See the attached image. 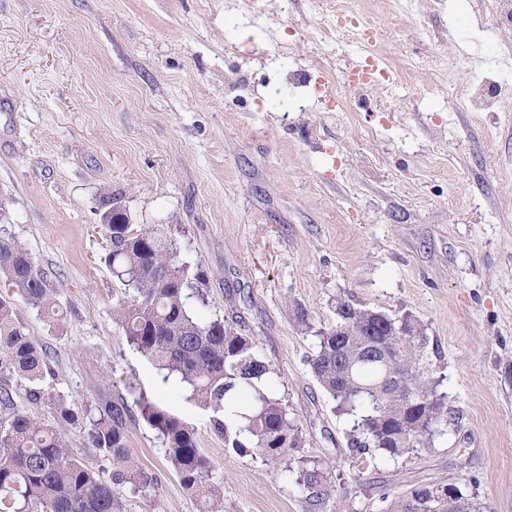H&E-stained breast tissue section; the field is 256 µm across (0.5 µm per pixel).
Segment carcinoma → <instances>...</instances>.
Returning a JSON list of instances; mask_svg holds the SVG:
<instances>
[{"instance_id": "carcinoma-1", "label": "carcinoma", "mask_w": 512, "mask_h": 512, "mask_svg": "<svg viewBox=\"0 0 512 512\" xmlns=\"http://www.w3.org/2000/svg\"><path fill=\"white\" fill-rule=\"evenodd\" d=\"M108 244L105 260L132 289L118 301L113 316L128 343L160 370L192 388L203 407L212 410V431L238 455L260 456L276 463L293 457L302 434L281 400L266 390L270 365L254 352L253 337L224 320L202 321L189 310V284L179 253L152 224H133L126 209L114 223L102 224ZM0 279L31 306L48 315L59 313L58 291L28 251L13 238L0 236ZM336 326L316 331L317 352L310 364L314 376L351 416L347 447L377 452L394 461L423 448L448 422L446 396L439 392L429 339L403 336L396 318L382 315L372 333L347 338L336 330L354 320L362 307L336 302ZM386 365L369 358L374 346ZM50 371L49 353L30 335L14 302L0 294V512H125L121 491L130 484L147 492L157 478L135 460L127 436L133 407L165 442L166 455L184 489L199 498L200 512H224L222 488L212 482V464L198 446L195 428L185 419L142 395L129 406L124 400L78 408L59 398L57 419L64 426L89 422L87 444L108 461L105 481L70 448L53 425L41 424L14 407L13 377L29 382L33 403L49 398L42 386ZM412 376L420 388L419 404L403 406L389 387ZM251 395L246 413L235 410L236 395ZM298 484L314 506L332 503V512H347L331 501L329 473L319 463L299 461ZM432 484H416L399 496L394 512H485L467 493L454 500L434 497Z\"/></svg>"}]
</instances>
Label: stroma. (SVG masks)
<instances>
[{
  "instance_id": "1",
  "label": "stroma",
  "mask_w": 512,
  "mask_h": 512,
  "mask_svg": "<svg viewBox=\"0 0 512 512\" xmlns=\"http://www.w3.org/2000/svg\"><path fill=\"white\" fill-rule=\"evenodd\" d=\"M249 1L0 0V235L28 249L64 309L54 320L14 299L51 351L46 389L79 406L142 392L194 424L224 512H316L292 464L225 448L209 411L118 329L125 287L100 226L117 194L176 245L202 291L192 313L251 332L300 455L329 468L348 512L463 480L488 512H512V24L495 0H357L388 71L363 85L348 80L358 40H309L329 23L319 0H257L266 23L229 37ZM296 69L309 82L297 108H271L270 84ZM340 300L411 314L437 348L452 422L428 447L397 461L347 448L350 421L295 316L330 328ZM128 430L157 483L126 487L125 512H197L158 433L138 415Z\"/></svg>"
}]
</instances>
